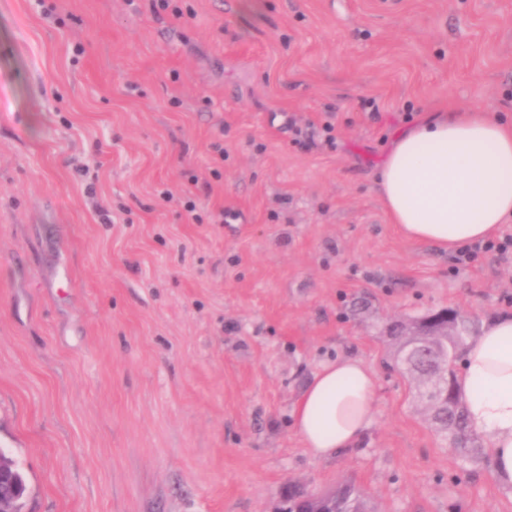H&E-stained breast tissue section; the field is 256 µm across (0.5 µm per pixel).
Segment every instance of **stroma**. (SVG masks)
Segmentation results:
<instances>
[{"label":"stroma","instance_id":"35a3bbf8","mask_svg":"<svg viewBox=\"0 0 512 512\" xmlns=\"http://www.w3.org/2000/svg\"><path fill=\"white\" fill-rule=\"evenodd\" d=\"M53 2L0 0V448L22 512H278L289 485L342 483L371 512H512L390 333L512 313V250L465 266L406 238L377 176L425 112L512 124V0ZM347 356L377 374L373 420L315 459L292 413Z\"/></svg>","mask_w":512,"mask_h":512}]
</instances>
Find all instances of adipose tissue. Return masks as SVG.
Returning <instances> with one entry per match:
<instances>
[{"mask_svg":"<svg viewBox=\"0 0 512 512\" xmlns=\"http://www.w3.org/2000/svg\"><path fill=\"white\" fill-rule=\"evenodd\" d=\"M378 177L392 223L409 237L451 251L486 240L512 221V125L488 111L425 117L395 135ZM457 379L468 424L486 440L491 477L512 488V315L468 343ZM375 388L361 359L322 365L293 414L309 455L330 458L361 442Z\"/></svg>","mask_w":512,"mask_h":512,"instance_id":"adipose-tissue-1","label":"adipose tissue"}]
</instances>
